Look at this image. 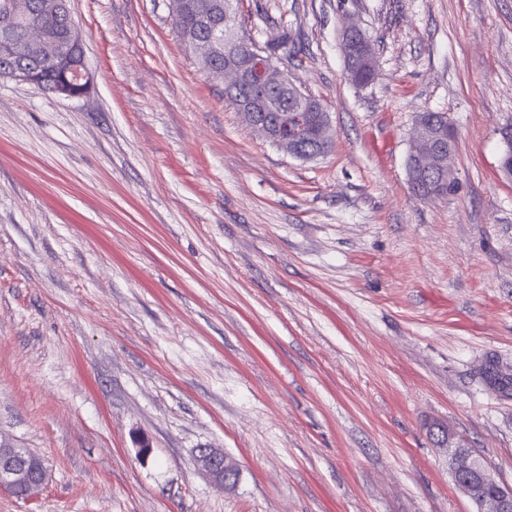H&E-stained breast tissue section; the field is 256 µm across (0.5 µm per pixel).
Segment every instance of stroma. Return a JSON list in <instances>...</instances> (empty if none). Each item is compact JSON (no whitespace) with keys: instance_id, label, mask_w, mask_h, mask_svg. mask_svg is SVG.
<instances>
[{"instance_id":"1","label":"stroma","mask_w":512,"mask_h":512,"mask_svg":"<svg viewBox=\"0 0 512 512\" xmlns=\"http://www.w3.org/2000/svg\"><path fill=\"white\" fill-rule=\"evenodd\" d=\"M69 5L90 94L0 77V438L49 473L0 512H476L432 423L512 484L477 373L512 363V0H239L330 114L313 161L243 122L169 0ZM423 111L457 134L441 198L408 182ZM342 49L344 57L350 59L351 56L358 52L363 58L373 63L374 69L377 68V60L371 49V40L369 36L357 27H345L342 33ZM359 54L353 57L352 65L354 66V78L348 80L357 86H366L370 84L375 73L366 65H363L362 58ZM196 462L220 487L231 484L238 474L237 471L226 462L224 456L213 448L197 449Z\"/></svg>"}]
</instances>
